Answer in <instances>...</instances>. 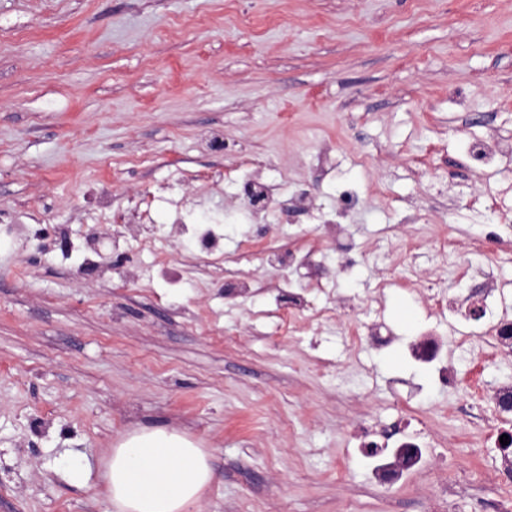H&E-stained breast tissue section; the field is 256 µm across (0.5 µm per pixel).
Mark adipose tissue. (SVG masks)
<instances>
[{
    "label": "adipose tissue",
    "instance_id": "ef3b65f1",
    "mask_svg": "<svg viewBox=\"0 0 512 512\" xmlns=\"http://www.w3.org/2000/svg\"><path fill=\"white\" fill-rule=\"evenodd\" d=\"M101 467L103 493L114 512H190L214 478L207 449L167 427L123 435Z\"/></svg>",
    "mask_w": 512,
    "mask_h": 512
}]
</instances>
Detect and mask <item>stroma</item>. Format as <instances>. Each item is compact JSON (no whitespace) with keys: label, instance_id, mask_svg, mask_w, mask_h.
I'll use <instances>...</instances> for the list:
<instances>
[{"label":"stroma","instance_id":"stroma-1","mask_svg":"<svg viewBox=\"0 0 512 512\" xmlns=\"http://www.w3.org/2000/svg\"><path fill=\"white\" fill-rule=\"evenodd\" d=\"M512 139V0H0V512H110L98 462L127 431L181 429L212 453L191 512H497L502 448L468 437L464 391L399 348L356 350L362 323L419 335L429 288L454 286L452 233L494 273L512 319V154L469 170L476 141ZM279 196L250 224L241 179ZM357 193L340 255L292 216ZM221 221L202 260L196 228ZM413 244L415 267L400 252ZM312 253L330 317L278 329L289 253ZM453 351L492 390L512 356ZM429 463L382 485L375 433L418 437Z\"/></svg>","mask_w":512,"mask_h":512}]
</instances>
